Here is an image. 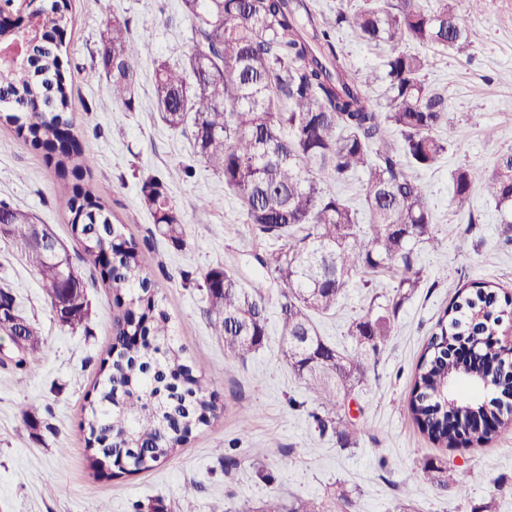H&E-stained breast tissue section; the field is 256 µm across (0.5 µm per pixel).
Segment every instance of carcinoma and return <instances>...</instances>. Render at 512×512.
<instances>
[{
    "instance_id": "obj_1",
    "label": "carcinoma",
    "mask_w": 512,
    "mask_h": 512,
    "mask_svg": "<svg viewBox=\"0 0 512 512\" xmlns=\"http://www.w3.org/2000/svg\"><path fill=\"white\" fill-rule=\"evenodd\" d=\"M192 22V44L183 67L164 63L154 73L156 102L171 128L191 122L193 148L224 178L240 201L250 231L279 242L262 266L285 286L281 303L282 351L304 379L319 410L311 413L321 433L344 448L354 424L345 411L347 396L363 379L396 330L403 303L421 284L413 251L434 240L433 216L414 170H431L448 152L439 132L452 126L444 92L425 82L428 58L408 46L465 53L472 34L460 26L448 0L426 8L419 0H362L317 16L311 0H182ZM37 31L24 55L0 66V122L23 142L45 152L47 164L64 182L62 200L71 232L80 245L73 265L64 247L45 256L29 245L33 217L0 200V238L17 244L39 276L56 321L89 330L90 301L81 270L99 274L123 309L115 323L108 357L100 366L95 394L82 424L91 468L111 462L119 446L134 448L130 470H146L173 455L219 406L203 392L204 368L177 345L164 296L144 271L139 246L86 181L94 161L82 149L69 117L70 92L61 36L72 22L70 0H38ZM349 29L379 46L404 45L388 55L381 76L356 74L337 38ZM149 40L134 37L117 17L106 24L98 63L112 84L103 110L136 105L137 67ZM385 83L381 97L370 90ZM396 131L400 145L387 133ZM359 181L367 230L359 211L325 181ZM484 187L507 219L501 234L512 242V152L501 155L490 175L460 167L452 173L453 197L467 201L475 185ZM141 200L156 230L174 246L184 245L183 219L155 176L143 180ZM389 272L394 296L374 303L352 322L354 344L340 350L317 332L314 313H327L348 282ZM199 287L206 293L214 334L224 339V355L243 361L267 341L262 298L238 286L222 266L208 269ZM512 321V297L475 281L458 292L438 319L416 366L408 411L434 443L454 448L469 434L478 445L512 425V404H484L460 387L485 385L489 363L502 364L503 347L491 340ZM22 325L0 321V337L41 344L29 319ZM484 336L479 345L472 337ZM484 422L475 427L477 421ZM417 470L438 489L448 490V465L423 457ZM342 488L332 501L285 502L270 495L255 512H352Z\"/></svg>"
}]
</instances>
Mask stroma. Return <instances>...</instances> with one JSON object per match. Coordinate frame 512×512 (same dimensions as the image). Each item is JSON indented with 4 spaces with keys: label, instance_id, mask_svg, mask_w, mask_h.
<instances>
[{
    "label": "stroma",
    "instance_id": "obj_1",
    "mask_svg": "<svg viewBox=\"0 0 512 512\" xmlns=\"http://www.w3.org/2000/svg\"><path fill=\"white\" fill-rule=\"evenodd\" d=\"M456 16L473 35L472 56L428 50L425 80L440 87L455 113L442 129L448 152L438 168L418 174L437 230L438 245L414 249L423 283L401 309L397 329L376 363L348 397L349 418L358 429L351 447L320 434L311 413L313 395L280 352L283 284L257 258L275 242L252 234L242 206L224 179L192 148L189 128L172 129L157 111L154 70L178 65L191 46L192 27L181 0H71L73 24L65 35L70 62V115L81 130L84 152L94 159L90 183L112 211L114 223L138 242L145 271L166 300L180 345L188 357L211 367L207 392L217 397L215 419L151 469L105 479L90 467L81 423L88 411L100 364L112 343L118 314L102 281L87 283L89 331L71 330L53 317L37 273L20 248L0 238V286H9L19 312L43 331L39 351L24 354L0 340V512H132L133 504L156 512H246L268 494L287 501L321 499L346 488L354 512H397L407 500L413 512H512V428L486 445L459 450L434 445L407 410L412 375L437 319L458 290L488 281L512 293V245L501 235V214L481 188L465 204L453 198L451 174L460 167L492 170L496 158L512 152V0H451ZM128 20L134 35H148L150 52L138 64V100L133 111L102 112L110 83L95 63L100 34L112 18ZM340 44L355 70L382 71L390 49L374 47L343 30ZM159 177L179 209L185 244L174 248L154 234L139 184ZM210 200L201 208V200ZM0 200L30 212L67 247H74L58 178L42 150L19 140L0 124ZM221 266L248 293L264 298L268 340L243 361L224 357L213 336L203 292L185 283L182 272ZM391 276L369 285L351 281L336 309L314 315L320 336L348 349V328L375 298L393 294ZM25 368H17L18 359ZM26 406L49 409L52 431L33 430L21 416ZM236 455L227 469L217 449ZM276 456H268V449ZM448 461V491L418 473L422 457ZM265 468L267 484L256 476ZM465 486L467 497L456 493Z\"/></svg>",
    "mask_w": 512,
    "mask_h": 512
}]
</instances>
